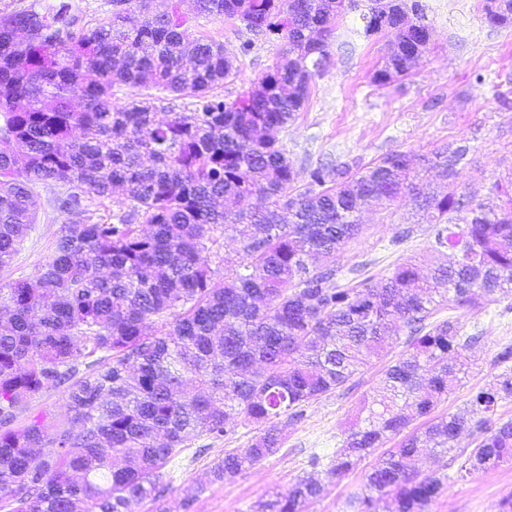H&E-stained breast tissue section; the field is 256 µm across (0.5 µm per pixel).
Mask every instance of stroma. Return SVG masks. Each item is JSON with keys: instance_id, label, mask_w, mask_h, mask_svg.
I'll return each mask as SVG.
<instances>
[{"instance_id": "stroma-1", "label": "stroma", "mask_w": 512, "mask_h": 512, "mask_svg": "<svg viewBox=\"0 0 512 512\" xmlns=\"http://www.w3.org/2000/svg\"><path fill=\"white\" fill-rule=\"evenodd\" d=\"M433 33L429 51L412 73L384 87L372 82L382 64L393 32L364 37L358 15L340 22L330 47V65L315 79L311 94L279 139L305 184L311 167L330 161L359 158L376 161L391 151L420 156L446 141L470 147V161L455 179L458 192L480 202L491 196L495 182L512 177V27H492L481 17L478 0H427ZM181 8L192 36L223 43L235 55L238 71L223 86L225 98L246 91L285 49L284 41L252 37L244 24L218 14L200 12L196 0ZM253 40L249 54L240 44ZM66 183L37 184L38 212L9 267L0 270V300L13 281L35 278L52 254V243L66 222L54 210L53 199ZM362 233L337 253L342 269L361 265L373 283H380L404 259L432 263L429 237L421 214L410 197L387 209L367 206L361 212ZM402 224L415 225L414 235L395 245L391 239ZM458 318L464 327L478 325L483 338L470 350V368L460 385L436 408L437 414L464 412L471 391L488 384L498 373L497 352L512 345V309L491 305L483 310L454 305L440 309L438 319ZM387 359H371L341 389L309 405L303 419L288 426L281 448L233 480L210 484L207 473L225 449L248 447L257 431L237 425L221 439L205 436L190 442L165 478L160 498L166 512H254L258 502L288 494L297 478L310 473L312 452L333 455L360 403L373 394ZM376 449L358 460L342 479L324 483L321 494L305 512H348L346 502L384 454ZM422 474L446 476L444 494L429 512H498L499 502L512 496V463L488 473L458 479L456 463L422 450L417 461Z\"/></svg>"}]
</instances>
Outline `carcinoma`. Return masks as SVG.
Listing matches in <instances>:
<instances>
[{
	"instance_id": "1",
	"label": "carcinoma",
	"mask_w": 512,
	"mask_h": 512,
	"mask_svg": "<svg viewBox=\"0 0 512 512\" xmlns=\"http://www.w3.org/2000/svg\"><path fill=\"white\" fill-rule=\"evenodd\" d=\"M109 16L77 26L69 3L0 15V269L11 264L35 223L39 182L64 181L56 211L71 217L51 259L8 291L0 320V512H128L157 501L163 469L203 434L221 438L236 419L259 429L246 448L224 451L209 470L224 482L274 454L283 427L305 407L343 388L372 358L406 350L363 402L369 426L345 434L324 478L346 475L418 417L434 412L467 373L465 352L482 331L431 321L452 300L478 308L512 297V182L491 203L458 194L469 146L444 144L418 161L448 180L429 193L411 176L413 158L391 151L296 173L273 133L288 126L326 68L339 21L360 12L364 35L395 31L379 87L409 74L430 49L425 0H198L288 50L251 89L219 92L234 75L224 44L190 37L181 0L153 22L136 11L152 0H110ZM491 26H512V0H482ZM149 91L112 103V87ZM196 98L193 112L155 119L156 102ZM123 197L113 199L114 189ZM408 195L428 217L430 250L452 254L428 276L409 258L376 288L338 283L334 257L363 229V203L384 208ZM259 196L265 204L251 207ZM115 200L103 217L89 201ZM234 233L239 257L222 254ZM224 266V278L214 266ZM512 346L503 367L470 392L465 414L437 416L406 435L349 500L352 512H426L445 478L419 477V449L446 456L469 439L463 478L512 460ZM65 388L70 427L44 416L15 425L29 400ZM322 489L310 475L256 512H304Z\"/></svg>"
}]
</instances>
